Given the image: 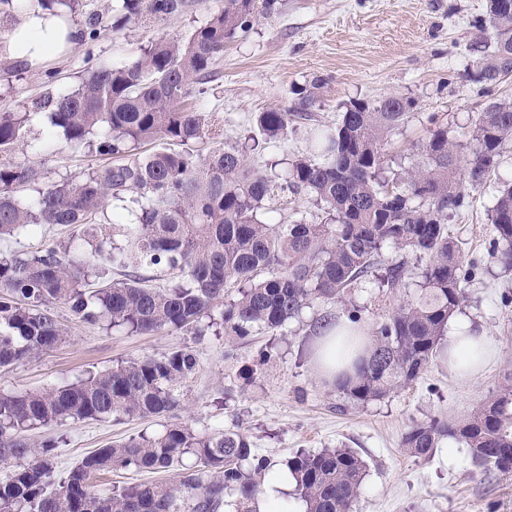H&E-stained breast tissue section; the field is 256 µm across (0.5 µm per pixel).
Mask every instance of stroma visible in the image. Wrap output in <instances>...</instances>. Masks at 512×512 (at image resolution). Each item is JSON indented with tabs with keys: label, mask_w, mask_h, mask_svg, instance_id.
Instances as JSON below:
<instances>
[{
	"label": "stroma",
	"mask_w": 512,
	"mask_h": 512,
	"mask_svg": "<svg viewBox=\"0 0 512 512\" xmlns=\"http://www.w3.org/2000/svg\"><path fill=\"white\" fill-rule=\"evenodd\" d=\"M223 6L224 0H186L179 15L119 31L113 30L112 14L106 11L93 47L74 39L61 54L35 65L7 51L3 37L17 18L1 17L0 112L28 113L29 122L23 144L0 154V161L24 162L40 173L37 183L19 190V197H35L52 182L108 165L67 143L38 106L45 95L70 92L87 78L86 54L103 64L132 63L159 34L184 36ZM486 14L487 0H276L273 12L259 19L246 37L225 45L209 95L196 101L212 124L197 148L206 154L244 141L255 132L257 112L292 103L298 89L321 77L325 83L314 111L321 125H335L353 101L373 103L391 94L412 98L415 106L407 122L385 151L395 162L416 156L432 122L472 125L486 101L480 84L467 76L470 46L479 35L474 22ZM309 138L308 127H297L287 139L249 155L248 162L267 171L309 155ZM510 179L512 144L485 187L471 193L468 208L449 222L477 269L466 301L448 325H468L497 349L469 378L439 360L408 387L359 406L320 380L311 361L316 318L328 314L343 321L355 305L369 329L398 301L364 283L342 302L316 303L280 330L242 339L109 329L77 321L59 304L55 314L69 330L67 339L37 359L0 369V391L56 387L194 343L200 366L180 388L176 416L90 420L43 429L42 437L56 442V477L107 443L177 420L198 429L240 428L257 452L280 468L300 451L356 450L367 472L355 512H512V474L474 476L462 443L443 438L427 459L409 456L401 446L412 423L470 413L497 389L505 370H512V271L504 270L490 252L494 232L489 220L493 190ZM301 216L312 222L323 219L304 194H275L265 214L267 220L285 223ZM264 351L270 352L269 361L261 360Z\"/></svg>",
	"instance_id": "1"
}]
</instances>
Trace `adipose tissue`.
<instances>
[{"instance_id": "obj_1", "label": "adipose tissue", "mask_w": 512, "mask_h": 512, "mask_svg": "<svg viewBox=\"0 0 512 512\" xmlns=\"http://www.w3.org/2000/svg\"><path fill=\"white\" fill-rule=\"evenodd\" d=\"M73 33V27L43 17L40 8L34 7L31 0H25L18 22L7 35L6 48L16 58L38 62L60 54ZM340 347L349 352L347 373L355 374L367 354L369 337L365 331H351L349 325L343 323L322 330L316 338L314 365L327 381L336 379V350Z\"/></svg>"}]
</instances>
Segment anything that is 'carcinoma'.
I'll use <instances>...</instances> for the list:
<instances>
[{"instance_id": "obj_1", "label": "carcinoma", "mask_w": 512, "mask_h": 512, "mask_svg": "<svg viewBox=\"0 0 512 512\" xmlns=\"http://www.w3.org/2000/svg\"><path fill=\"white\" fill-rule=\"evenodd\" d=\"M35 2L61 16L82 12L81 0ZM183 4L121 0L113 26L165 20ZM273 6L274 0H227L187 37L162 34L133 63L99 65L77 91L39 102L70 144L119 164L55 182L21 202L15 189L34 180L35 171L0 163V242L46 226L79 227L83 242L77 251L70 242L0 251V368L66 340L55 302L88 324L197 336L219 308L224 335L244 338L282 327L315 302H340L373 277L391 294L414 285L419 295L376 323L367 358L339 390L357 405L383 399L419 379L440 356L448 320L465 301L477 266L450 235L448 221L467 206L465 187H484L512 142V103L487 102L474 127L454 135L446 125L435 127L420 160L396 169L386 163L384 145L414 101L390 95L375 104L352 102L335 127L316 129L311 155L274 174L254 170L248 152L314 120L317 79L297 92L293 105L258 113L259 136L204 156L193 144L206 136V115L184 99L208 93L224 44L248 33ZM98 21L99 13H89L78 33L89 46L99 37ZM487 21L479 28H490L492 40L474 49L468 70L486 94L512 77V0H490ZM26 122L25 113H0V152L24 140ZM157 139L170 147L140 151ZM276 188L313 198L324 222L261 220ZM129 193L135 208L126 219L117 209ZM490 220L505 243L496 257L510 269L511 180L499 187ZM390 248L401 253L399 260H385ZM132 257L166 269L174 280L148 288L130 274L105 279L106 268L124 272ZM199 361V350L185 346L57 388L0 392V467L9 469L0 480V512H254L273 463L243 431L199 433L172 423L153 436L97 449L59 480L53 445L36 441V430L68 421L170 414ZM445 436L469 448L475 470L511 473L512 372L462 419L412 424L402 446L426 458ZM287 465L306 512H353L366 469L358 452H300ZM130 467L178 474L171 483L108 492L93 485L102 472Z\"/></svg>"}]
</instances>
